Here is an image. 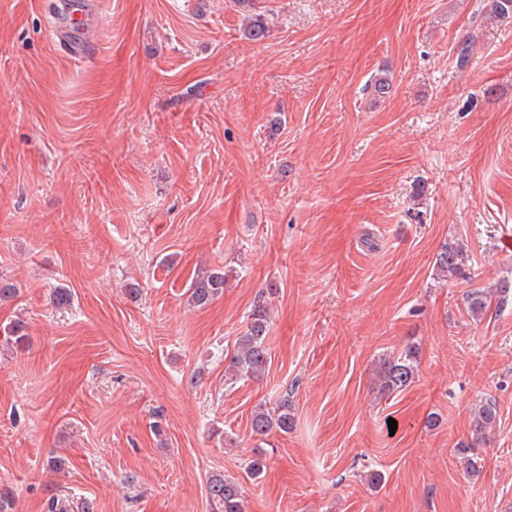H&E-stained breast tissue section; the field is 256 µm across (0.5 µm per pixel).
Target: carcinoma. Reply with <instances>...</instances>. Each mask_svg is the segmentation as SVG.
<instances>
[{
  "label": "carcinoma",
  "instance_id": "obj_1",
  "mask_svg": "<svg viewBox=\"0 0 512 512\" xmlns=\"http://www.w3.org/2000/svg\"><path fill=\"white\" fill-rule=\"evenodd\" d=\"M243 9L253 12L252 0H236ZM245 31L249 39L262 41L269 33V18L264 13H255L245 18ZM391 80L387 74H376L366 85V89L375 98H381L390 90ZM463 251L454 244H444L436 256L437 269L448 275L462 272ZM228 275L222 268H214L194 277L187 289V301L196 308H204L224 293ZM512 299V278L505 277L492 291L474 290L465 295L468 313L480 319L492 308H502ZM25 325L21 320L15 321L3 329L0 345L10 347L18 345L25 339ZM268 319L265 306L258 303L250 314L244 332L236 338L233 354L230 356L228 371L236 379H258L266 371L270 358L266 338ZM418 351L413 346L403 349L397 356L385 363L380 376V388L391 394L399 392L414 382L417 375ZM498 423L496 404L487 399L474 411L470 425L471 440L460 444L456 453L461 460L465 475L469 477L480 473V458L474 455L476 445L490 440V433ZM294 425L288 400L281 401L276 410L271 411L259 406L254 409L250 420L251 433L266 435L271 431L289 432ZM207 499L211 512H244V498L241 483L234 477L215 474L207 480Z\"/></svg>",
  "mask_w": 512,
  "mask_h": 512
}]
</instances>
